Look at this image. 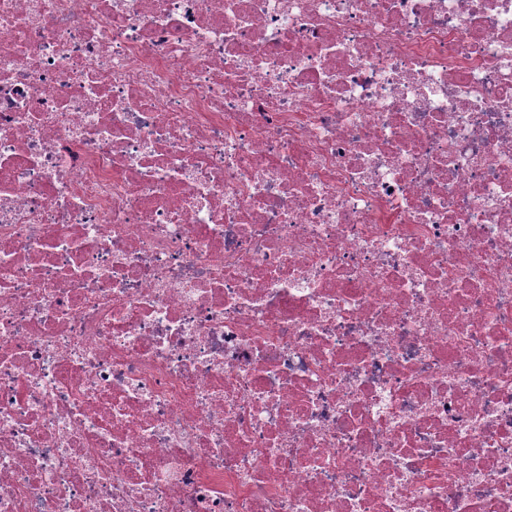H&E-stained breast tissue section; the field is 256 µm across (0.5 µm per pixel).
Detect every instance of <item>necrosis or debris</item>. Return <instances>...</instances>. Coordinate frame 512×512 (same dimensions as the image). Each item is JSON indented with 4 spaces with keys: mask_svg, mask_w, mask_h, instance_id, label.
I'll return each mask as SVG.
<instances>
[{
    "mask_svg": "<svg viewBox=\"0 0 512 512\" xmlns=\"http://www.w3.org/2000/svg\"><path fill=\"white\" fill-rule=\"evenodd\" d=\"M0 512H512V0H0Z\"/></svg>",
    "mask_w": 512,
    "mask_h": 512,
    "instance_id": "obj_1",
    "label": "necrosis or debris"
}]
</instances>
